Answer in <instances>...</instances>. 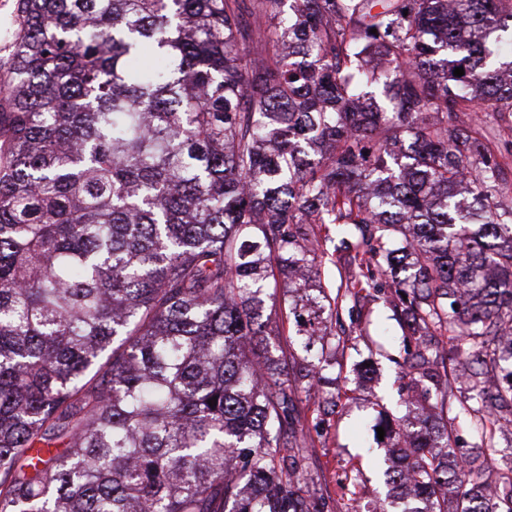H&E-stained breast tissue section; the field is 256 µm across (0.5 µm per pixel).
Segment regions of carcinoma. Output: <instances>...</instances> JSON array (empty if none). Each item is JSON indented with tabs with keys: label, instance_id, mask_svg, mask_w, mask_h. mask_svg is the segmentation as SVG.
I'll use <instances>...</instances> for the list:
<instances>
[{
	"label": "carcinoma",
	"instance_id": "carcinoma-1",
	"mask_svg": "<svg viewBox=\"0 0 512 512\" xmlns=\"http://www.w3.org/2000/svg\"><path fill=\"white\" fill-rule=\"evenodd\" d=\"M511 132L512 0H21L0 512H335L301 486L321 372L265 314L283 288L307 353L340 323L341 295L307 294L315 224L421 389L378 411L405 503L382 512H512ZM439 336L469 391L442 421ZM465 427L480 453L450 451Z\"/></svg>",
	"mask_w": 512,
	"mask_h": 512
}]
</instances>
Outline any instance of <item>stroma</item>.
<instances>
[{"label": "stroma", "instance_id": "stroma-1", "mask_svg": "<svg viewBox=\"0 0 512 512\" xmlns=\"http://www.w3.org/2000/svg\"><path fill=\"white\" fill-rule=\"evenodd\" d=\"M321 254L312 274L328 293H335L351 267L347 252L339 250L335 225L317 231ZM345 334L340 342H328L324 351L305 352L301 343L293 348L309 364L326 359V378L321 393L303 397L299 428L306 450L305 478L310 489L337 502L336 512H371L387 492L382 463L386 444L372 430L376 406L394 415H404L399 390L410 382L406 369L399 367L402 328L382 300L350 301L343 313ZM370 363L373 375L363 379L362 363ZM339 395L335 410L322 409L324 394ZM356 475L355 497L344 496L339 483L346 473Z\"/></svg>", "mask_w": 512, "mask_h": 512}]
</instances>
